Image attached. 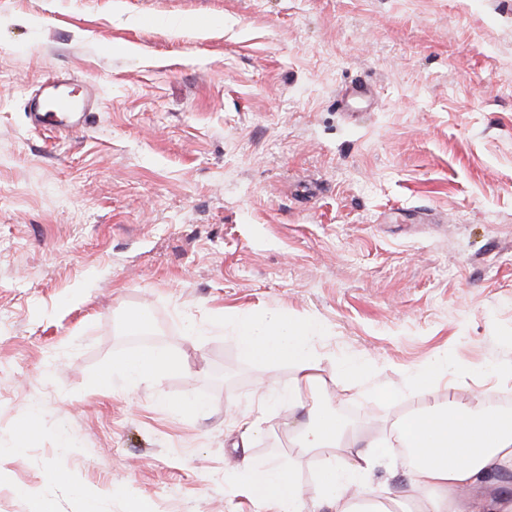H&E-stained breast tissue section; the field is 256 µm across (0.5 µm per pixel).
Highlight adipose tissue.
Returning <instances> with one entry per match:
<instances>
[{
    "mask_svg": "<svg viewBox=\"0 0 512 512\" xmlns=\"http://www.w3.org/2000/svg\"><path fill=\"white\" fill-rule=\"evenodd\" d=\"M319 329L315 321L273 310L236 320L237 338L247 356L285 363L294 370L288 429L299 455L333 452L311 492L303 491L292 470L272 464L249 473L250 497L271 512H305L309 507L317 512L325 505L334 512H400L392 495L371 486L372 472L383 455L378 445L362 443L334 406L311 410L301 400L323 381L321 362L310 345ZM182 366L179 356L158 347L118 358L112 374L137 388ZM395 444L410 451L411 512H512V501L469 495L489 469H512V417L491 408L487 397L477 396L466 404L425 405L398 426Z\"/></svg>",
    "mask_w": 512,
    "mask_h": 512,
    "instance_id": "adipose-tissue-1",
    "label": "adipose tissue"
}]
</instances>
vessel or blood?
I'll use <instances>...</instances> for the list:
<instances>
[{
	"mask_svg": "<svg viewBox=\"0 0 512 512\" xmlns=\"http://www.w3.org/2000/svg\"><path fill=\"white\" fill-rule=\"evenodd\" d=\"M372 98V91L358 83L339 105L344 111L358 112L367 109ZM94 105L92 92L81 87L78 76L61 73L29 92L21 110L32 127L66 136L87 127Z\"/></svg>",
	"mask_w": 512,
	"mask_h": 512,
	"instance_id": "1",
	"label": "vessel or blood"
}]
</instances>
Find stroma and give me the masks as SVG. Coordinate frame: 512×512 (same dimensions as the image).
<instances>
[{
  "label": "stroma",
  "mask_w": 512,
  "mask_h": 512,
  "mask_svg": "<svg viewBox=\"0 0 512 512\" xmlns=\"http://www.w3.org/2000/svg\"><path fill=\"white\" fill-rule=\"evenodd\" d=\"M60 72L100 99L66 137L20 110ZM268 310L321 325L315 402L366 439L435 360L439 402L512 401V0H0V512H258L274 461L311 489L287 411L238 423L292 384L237 341ZM159 346L185 370L108 377ZM373 93L366 85L356 83L351 91L340 100L339 105L346 112H358L367 109L371 105Z\"/></svg>",
  "instance_id": "35a3bbf8"
}]
</instances>
